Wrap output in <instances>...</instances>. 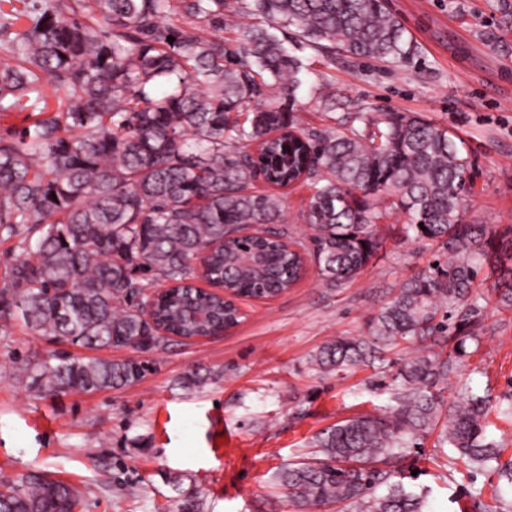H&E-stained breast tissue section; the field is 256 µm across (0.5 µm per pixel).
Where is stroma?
I'll use <instances>...</instances> for the list:
<instances>
[{
  "label": "stroma",
  "instance_id": "35a3bbf8",
  "mask_svg": "<svg viewBox=\"0 0 512 512\" xmlns=\"http://www.w3.org/2000/svg\"><path fill=\"white\" fill-rule=\"evenodd\" d=\"M419 52L394 63L343 53L303 51L312 70L297 95L306 126L330 125L317 98L330 82L343 113L402 112L448 129L473 156L478 173L466 219L493 229L512 225V79L492 78L512 56L480 38L493 0H387ZM406 214L388 211L381 245L353 280L332 287L308 263L306 276L270 299L238 300L232 331L172 339L147 352L152 369L138 383L95 393L38 396L26 366L78 345L38 336L22 322L0 320V472L41 473L75 486L83 512H295L276 475L306 460L313 436L337 421L392 406V375L361 366L324 375L311 357L339 336H365L368 321L437 253L407 238ZM506 287L482 272L473 285L480 344H467V368L449 390L468 384L493 405L512 403V311L498 305ZM199 377L196 385L187 376ZM427 512H472L481 496L490 512H512V486L497 469H474L436 435L412 449Z\"/></svg>",
  "mask_w": 512,
  "mask_h": 512
}]
</instances>
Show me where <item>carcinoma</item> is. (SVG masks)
<instances>
[{"label": "carcinoma", "instance_id": "1", "mask_svg": "<svg viewBox=\"0 0 512 512\" xmlns=\"http://www.w3.org/2000/svg\"><path fill=\"white\" fill-rule=\"evenodd\" d=\"M512 30V0H495ZM256 18L258 24L244 19ZM244 28L229 41L226 28ZM301 48L396 62L418 46L385 0H24L0 9V114L40 118L0 136V236L20 237L0 288V319L88 348H166L238 323L236 300L272 298L305 274L311 253L331 286L359 275L379 246L377 200L408 215L417 240L437 241L427 268L370 320L369 335L324 344L312 364L340 374L397 367L396 406L336 422L315 438L320 459L279 473L288 501L311 512H426L403 465L439 420L438 442L471 465L512 459L486 441L489 401L464 388L448 399L471 338L472 286L512 252V226L464 221L474 175L469 151L420 116L358 112L303 126L295 108L307 70ZM175 41L170 42L168 38ZM63 91L45 115L44 87ZM244 120L232 116L249 104ZM283 189L304 184L306 221L284 225ZM263 229L244 233L250 225ZM26 235L20 236V229ZM205 278L215 291L196 285ZM401 352L396 360L390 352ZM132 359L57 356L28 371L39 395L130 386ZM80 492L43 474L0 477V512H75Z\"/></svg>", "mask_w": 512, "mask_h": 512}]
</instances>
